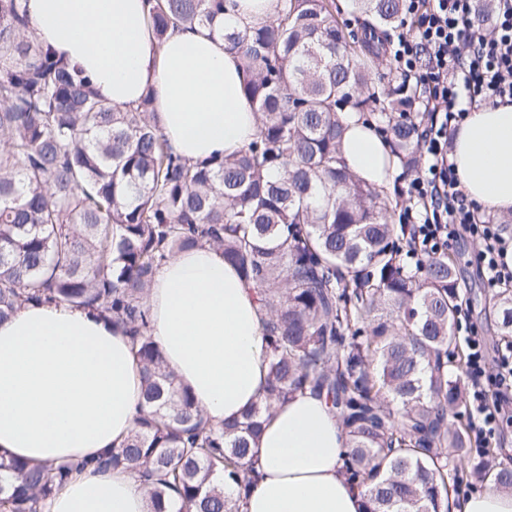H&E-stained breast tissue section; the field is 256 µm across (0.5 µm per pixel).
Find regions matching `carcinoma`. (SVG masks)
<instances>
[{
	"instance_id": "1",
	"label": "carcinoma",
	"mask_w": 512,
	"mask_h": 512,
	"mask_svg": "<svg viewBox=\"0 0 512 512\" xmlns=\"http://www.w3.org/2000/svg\"><path fill=\"white\" fill-rule=\"evenodd\" d=\"M225 2L147 0L157 42L196 27L224 40L258 115L256 138L236 154L188 160L156 123L152 91L112 104L36 37L23 0H0V322L25 305L66 303L129 327L145 407L99 465L132 474L155 512L168 500L178 512H241L273 404L306 391L339 415L345 474L365 512H448V482L471 460L466 431L448 423L466 398L464 359H448L456 266L443 251L405 263L387 197L343 159L356 112L404 171L418 166L415 95L384 70L382 37L402 0H351L354 26L335 0H278L273 17L233 28ZM206 245L267 314L263 396L217 426L168 369L146 306L159 268ZM494 311L511 336V288ZM76 472L1 454L0 512H44ZM470 474L512 492L494 448Z\"/></svg>"
}]
</instances>
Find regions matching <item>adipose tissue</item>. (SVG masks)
<instances>
[{
  "label": "adipose tissue",
  "instance_id": "ef3b65f1",
  "mask_svg": "<svg viewBox=\"0 0 512 512\" xmlns=\"http://www.w3.org/2000/svg\"><path fill=\"white\" fill-rule=\"evenodd\" d=\"M37 37L80 67L112 104L155 95V117L185 158L230 155L248 145L258 119L244 73L222 41L187 30L157 43L146 0H26ZM343 158L369 183L390 186L389 145L348 119ZM449 161L467 199L512 213V103L467 114ZM153 341L213 422L240 417L267 376L266 319L255 293L219 251L174 255L147 291ZM139 369L127 329L62 304L29 305L0 323V453L38 463L88 461L48 512H153L126 471L92 469L134 430ZM343 426L324 397L299 393L276 404L256 443L258 482L244 512H363L361 489L342 474Z\"/></svg>",
  "mask_w": 512,
  "mask_h": 512
}]
</instances>
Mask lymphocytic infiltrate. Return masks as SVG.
<instances>
[{
  "label": "lymphocytic infiltrate",
  "mask_w": 512,
  "mask_h": 512,
  "mask_svg": "<svg viewBox=\"0 0 512 512\" xmlns=\"http://www.w3.org/2000/svg\"><path fill=\"white\" fill-rule=\"evenodd\" d=\"M405 18L388 37L397 69L415 77L422 90V165L407 190L403 220L410 257L441 251L461 236L479 245L477 274L488 287L512 285V238L480 220L467 201L448 146L466 112L512 101V0H493L491 29L475 21V0H404ZM456 328L467 344V401L477 447L500 440L512 422V341L488 366L485 341L459 308Z\"/></svg>",
  "instance_id": "1"
}]
</instances>
